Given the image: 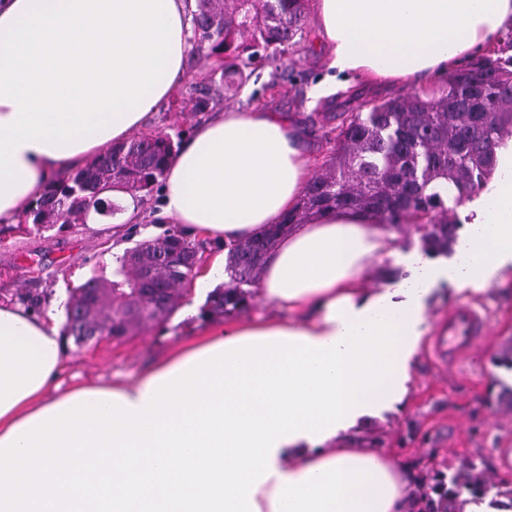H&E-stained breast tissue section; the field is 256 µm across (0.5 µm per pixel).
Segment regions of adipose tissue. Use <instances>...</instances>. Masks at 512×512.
I'll use <instances>...</instances> for the list:
<instances>
[{
  "instance_id": "1",
  "label": "adipose tissue",
  "mask_w": 512,
  "mask_h": 512,
  "mask_svg": "<svg viewBox=\"0 0 512 512\" xmlns=\"http://www.w3.org/2000/svg\"><path fill=\"white\" fill-rule=\"evenodd\" d=\"M194 0H0V223L141 129L184 80ZM341 73L412 79L512 28V0H317ZM309 177L286 116L228 109L173 157L158 215L230 244L280 223ZM454 257L329 210L280 238L260 288L288 319L204 331L133 382L58 393L53 318L0 305V512H410L409 471L355 448L397 411L436 289L512 272V135ZM408 270L374 288V263Z\"/></svg>"
}]
</instances>
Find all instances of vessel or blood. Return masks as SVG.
Here are the masks:
<instances>
[{
  "label": "vessel or blood",
  "instance_id": "1",
  "mask_svg": "<svg viewBox=\"0 0 512 512\" xmlns=\"http://www.w3.org/2000/svg\"><path fill=\"white\" fill-rule=\"evenodd\" d=\"M444 327L446 333L434 338V348L452 359L465 358L487 334L489 321L474 304L462 301L449 312Z\"/></svg>",
  "mask_w": 512,
  "mask_h": 512
}]
</instances>
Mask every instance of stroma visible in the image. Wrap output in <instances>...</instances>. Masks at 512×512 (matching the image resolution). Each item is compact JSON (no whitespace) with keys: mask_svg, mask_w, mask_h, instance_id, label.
Returning <instances> with one entry per match:
<instances>
[{"mask_svg":"<svg viewBox=\"0 0 512 512\" xmlns=\"http://www.w3.org/2000/svg\"><path fill=\"white\" fill-rule=\"evenodd\" d=\"M329 50L315 13H308L300 43L277 61L255 63L250 80L235 95L216 100L215 111L259 107L287 116L302 131L311 172H319L330 155L321 112H358L364 103L381 97L418 91V84H377L360 78L332 96L312 100L310 89L329 76ZM205 63L187 60V84L177 103H163L146 126L149 134L184 129L181 103L191 84L202 81ZM115 268L112 237L86 224L53 226L40 231L13 226L0 228V302L47 315L55 293L72 290L93 277L111 279ZM460 301L486 313L491 326L485 341L469 358L450 363L437 357L430 338H423L411 371L406 408L385 420L366 424L363 445L379 448L407 464L418 484L433 475L464 484L480 472L493 486H512V467H503L499 451L512 448V370L494 360L512 353V275L483 292L435 290L427 310L429 325ZM205 317L179 325L169 319L149 324L140 332L87 343L68 341L63 387L100 384L120 378L132 382L160 358L197 335Z\"/></svg>","mask_w":512,"mask_h":512,"instance_id":"stroma-1","label":"stroma"}]
</instances>
